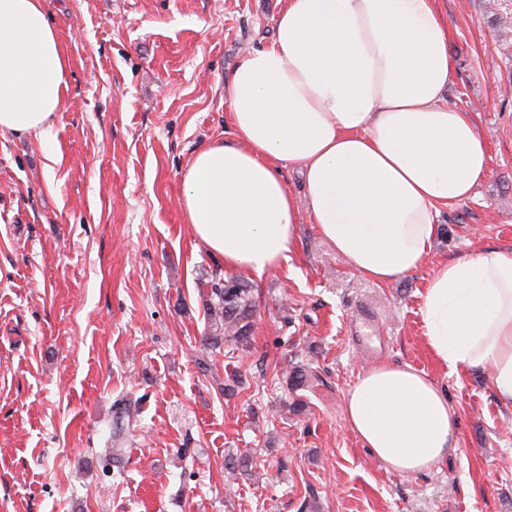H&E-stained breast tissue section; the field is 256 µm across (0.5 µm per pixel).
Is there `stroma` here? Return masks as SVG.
I'll return each instance as SVG.
<instances>
[{"instance_id":"obj_1","label":"stroma","mask_w":512,"mask_h":512,"mask_svg":"<svg viewBox=\"0 0 512 512\" xmlns=\"http://www.w3.org/2000/svg\"><path fill=\"white\" fill-rule=\"evenodd\" d=\"M44 3L69 87L47 139L0 133V512H512V408L436 362L421 315L436 263L512 247V0H445L446 97L490 161L429 259L379 285L302 222L290 267L250 281L245 347L208 341L198 286L227 270L183 220L181 175L230 138L224 83L284 0ZM379 363L424 371L457 412L430 471H389L345 423ZM236 374L249 387L225 396ZM230 456L248 465L229 483Z\"/></svg>"}]
</instances>
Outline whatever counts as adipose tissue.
Returning a JSON list of instances; mask_svg holds the SVG:
<instances>
[{"instance_id": "1", "label": "adipose tissue", "mask_w": 512, "mask_h": 512, "mask_svg": "<svg viewBox=\"0 0 512 512\" xmlns=\"http://www.w3.org/2000/svg\"><path fill=\"white\" fill-rule=\"evenodd\" d=\"M442 0H285L270 44L224 84L234 137L195 153L179 205L193 237L250 277L287 266L302 219L362 277L389 284L427 260L444 211L488 170L473 118L448 106ZM68 65L43 0H0V131L48 136ZM297 167L303 196L281 175ZM425 336L449 372H487L512 407V251L440 262ZM345 422L388 469L430 470L457 447L446 391L411 365L358 375Z\"/></svg>"}]
</instances>
